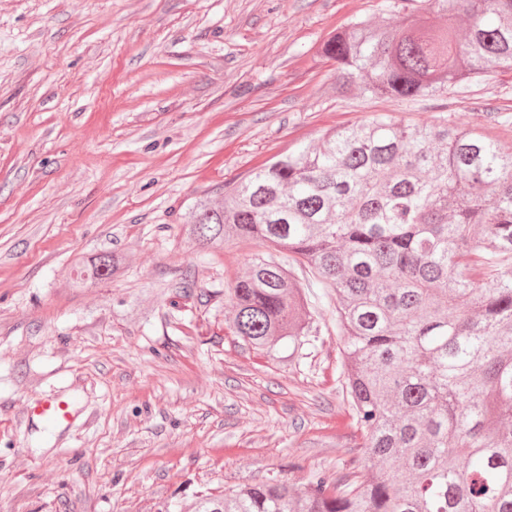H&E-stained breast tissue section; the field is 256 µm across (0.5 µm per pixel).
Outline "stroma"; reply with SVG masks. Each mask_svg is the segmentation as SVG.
<instances>
[{
    "mask_svg": "<svg viewBox=\"0 0 512 512\" xmlns=\"http://www.w3.org/2000/svg\"><path fill=\"white\" fill-rule=\"evenodd\" d=\"M424 0H0V512H193L195 492L369 466L334 302L256 353L226 297L267 248H200L197 199L327 130L443 118L512 147V69L417 99L336 92L323 42ZM121 257L74 288L77 255ZM71 403L69 426L31 421Z\"/></svg>",
    "mask_w": 512,
    "mask_h": 512,
    "instance_id": "stroma-1",
    "label": "stroma"
}]
</instances>
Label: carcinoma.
I'll list each match as a JSON object with an SVG mask.
<instances>
[{"instance_id":"1","label":"carcinoma","mask_w":512,"mask_h":512,"mask_svg":"<svg viewBox=\"0 0 512 512\" xmlns=\"http://www.w3.org/2000/svg\"><path fill=\"white\" fill-rule=\"evenodd\" d=\"M429 2L447 23L357 19L324 41L338 93L435 96L512 69V0ZM225 189L224 204H196L189 238L285 249L335 293L357 447L374 467L198 493L195 512H512V147L446 119L380 114ZM122 270L102 253L75 258L70 275L83 288ZM228 301L233 332L258 353L297 351L317 330L305 291L270 256Z\"/></svg>"}]
</instances>
